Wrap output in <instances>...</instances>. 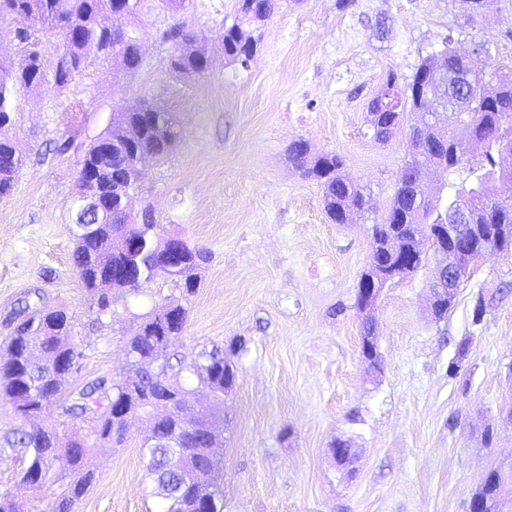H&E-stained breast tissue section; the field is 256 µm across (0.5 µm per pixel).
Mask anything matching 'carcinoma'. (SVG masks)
<instances>
[{"mask_svg":"<svg viewBox=\"0 0 512 512\" xmlns=\"http://www.w3.org/2000/svg\"><path fill=\"white\" fill-rule=\"evenodd\" d=\"M115 0H0V14H11L25 25L16 28L15 37L26 44L18 67L0 68V130L11 123L17 94L45 80L41 54L31 41L26 23L62 33L53 80L63 90L73 75L91 56L118 59L128 70L141 66L140 33L125 28L112 19ZM467 22L486 16L496 0H459ZM277 0H242L234 22L224 27V55L246 65L257 42L247 27L270 19ZM176 41L173 69L183 75L207 73L198 49L199 36L177 25L171 32ZM452 36L442 39L440 50L422 58L405 86L391 75L368 106L369 125L374 140L383 143L399 128L406 106L416 108L421 95L438 96L437 104L465 99L467 108L448 113L445 124L421 130L415 137L414 150L399 170L396 191L391 198L384 222L372 225V244L383 248L395 223L451 224L452 210L461 205L468 210L466 230L470 243L479 247L490 236H502L512 227V199L500 197L496 181H512V79L495 68L475 71L452 45ZM464 125L470 137L461 142L453 128ZM178 136L172 114L153 105L119 112L112 126L92 142L82 162L97 167L98 178L91 183L77 177L73 210L84 224H100L93 238L75 235L73 265L83 287L97 301L98 313L111 312L112 289L98 281L122 256L123 239L134 234L140 239L138 262L143 283L158 276L162 268L163 241L156 235L157 222L150 209L143 211L144 223L126 222L119 198H130L138 190L141 175L137 163L141 156L162 159L170 152ZM293 166L307 178L317 181L322 190L328 217L336 224H348L353 216L367 211V200L360 188L340 174L343 158L324 153L308 158L304 143L295 141L290 150ZM446 165L453 172L469 166L472 181L449 184L445 202L415 201L421 175L430 167ZM22 159L11 140L0 136V198L11 194ZM99 192L111 198L112 206L104 212L83 209L84 199ZM205 260L203 253L185 247L186 265L167 274L170 280L190 295L197 288V269ZM177 316L161 313L154 307L139 329L125 344L129 363L141 361L136 391L125 379L98 377L82 385L67 383L66 362L84 357L82 344L74 334V317L62 309L26 304L21 314L34 330L12 334L5 340L6 357L0 359V401L19 406L27 400L30 424L6 435L9 447L18 449L28 459L22 479L35 491L53 487L51 497L34 496L24 504L10 492L0 493V512H73L76 502L95 480L91 457L100 445L117 446L124 442L126 425L117 418V408H127L153 423L140 444V455L149 480L150 493L161 501L162 512H223L221 483L222 462L217 457L224 429V352L215 347L190 361L179 362V372L172 373L168 349L184 332L187 309L178 302H167ZM195 377L214 398L207 418L193 415V391L180 380ZM59 410L71 423L89 422V437L78 435L61 441L55 428L44 427L37 419ZM505 479L499 470L490 471V479L478 495L495 509L501 501Z\"/></svg>","mask_w":512,"mask_h":512,"instance_id":"1","label":"carcinoma"}]
</instances>
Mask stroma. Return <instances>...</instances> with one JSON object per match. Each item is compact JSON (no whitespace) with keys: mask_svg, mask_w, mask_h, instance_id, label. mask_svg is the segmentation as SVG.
<instances>
[{"mask_svg":"<svg viewBox=\"0 0 512 512\" xmlns=\"http://www.w3.org/2000/svg\"><path fill=\"white\" fill-rule=\"evenodd\" d=\"M241 0H144L134 23L142 64L88 58L66 90L22 92L6 133L23 167L0 198V341L22 300L75 317L84 357L74 382L119 377L126 336L151 309H187L174 358L233 351L237 380L224 396V512H468L492 469L512 472V257L479 260L443 319L431 310V267L389 283L368 310L356 288L407 156L408 127L374 141L367 106L388 74L406 84L445 36L474 67L512 76V0L465 24L458 0H279L260 25L248 67L225 56L222 34ZM205 36L201 77L170 70L177 24ZM492 45L491 56L476 45ZM150 102L180 135L165 160H147L135 206L152 207L160 237L206 256L191 295L157 279L112 293L98 315L72 264V199L88 144L117 108ZM343 156L344 175L368 187L371 209L350 224L326 215L317 182L288 148ZM482 314H475V307ZM371 324L379 366L360 355ZM469 351L458 359L459 343ZM144 419L122 447L99 448L96 479L75 512H160L139 453ZM346 441L347 464L332 447Z\"/></svg>","mask_w":512,"mask_h":512,"instance_id":"stroma-1","label":"stroma"}]
</instances>
